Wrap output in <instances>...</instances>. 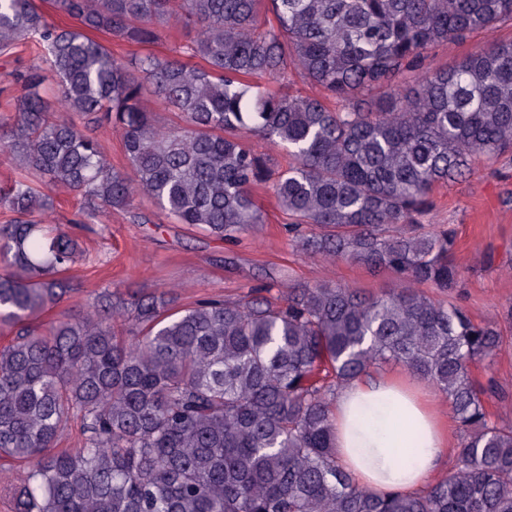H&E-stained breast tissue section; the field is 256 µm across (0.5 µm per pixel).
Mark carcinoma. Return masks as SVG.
<instances>
[{"label": "carcinoma", "instance_id": "obj_1", "mask_svg": "<svg viewBox=\"0 0 512 512\" xmlns=\"http://www.w3.org/2000/svg\"><path fill=\"white\" fill-rule=\"evenodd\" d=\"M0 0V52L32 42L0 125V155L37 175L0 188V457L28 464L13 512H512V422L492 421L474 364L496 325L422 288L456 287V227L426 225L433 192L477 156H512V40L431 68V49L512 19V0ZM270 16L261 18V10ZM176 28L166 54L126 58ZM106 37L101 42L90 36ZM409 73L413 83L399 78ZM299 74L318 89H292ZM286 88L274 92L266 82ZM177 113L158 123L147 95ZM119 135L126 168L94 134ZM286 150L283 164L250 138ZM266 185L296 249L395 272L365 296L290 284L276 299L174 308V292L105 289L44 320L86 258L45 224L58 188L68 223L131 215L140 197L174 224L232 241L265 223ZM404 365L447 400L455 470L425 489L379 493L336 459L334 402L347 383ZM80 446H56L73 421Z\"/></svg>", "mask_w": 512, "mask_h": 512}]
</instances>
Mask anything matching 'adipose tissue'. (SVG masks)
Listing matches in <instances>:
<instances>
[{"label":"adipose tissue","mask_w":512,"mask_h":512,"mask_svg":"<svg viewBox=\"0 0 512 512\" xmlns=\"http://www.w3.org/2000/svg\"><path fill=\"white\" fill-rule=\"evenodd\" d=\"M336 455L375 492L412 493L435 477L448 443L440 409L399 375L352 381L336 396Z\"/></svg>","instance_id":"1"}]
</instances>
